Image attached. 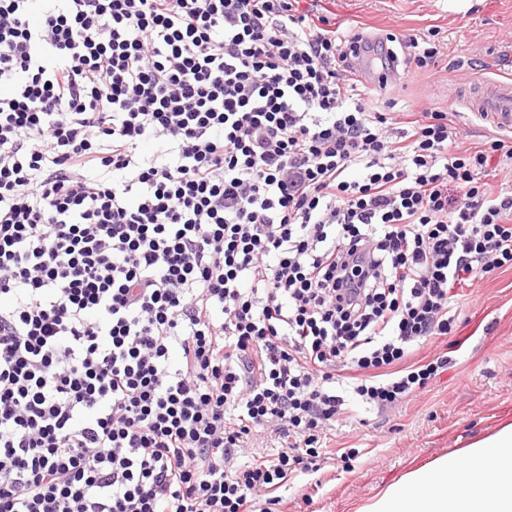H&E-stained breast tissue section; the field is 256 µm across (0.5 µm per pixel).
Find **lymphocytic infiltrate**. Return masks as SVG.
Here are the masks:
<instances>
[{"label": "lymphocytic infiltrate", "instance_id": "f902f5d3", "mask_svg": "<svg viewBox=\"0 0 512 512\" xmlns=\"http://www.w3.org/2000/svg\"><path fill=\"white\" fill-rule=\"evenodd\" d=\"M34 2L0 0V512H278L340 387L425 391L455 285L512 269V146L374 110L302 0Z\"/></svg>", "mask_w": 512, "mask_h": 512}]
</instances>
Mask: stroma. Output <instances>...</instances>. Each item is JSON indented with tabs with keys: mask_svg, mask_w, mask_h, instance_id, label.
<instances>
[{
	"mask_svg": "<svg viewBox=\"0 0 512 512\" xmlns=\"http://www.w3.org/2000/svg\"><path fill=\"white\" fill-rule=\"evenodd\" d=\"M476 2L470 12L449 9L448 0H320L317 9L342 32L375 41L389 33L436 31L440 53L431 70L410 67L400 47L398 72L387 85L373 83L369 64L357 76L368 86L371 106L443 110L449 95L512 70V0ZM454 312L451 334L427 347L431 354L447 351V370L385 414L353 405L357 422L337 428L331 445L358 449V457L326 466L319 486L298 482L283 489L282 512H357L407 471L512 422V270L464 288Z\"/></svg>",
	"mask_w": 512,
	"mask_h": 512,
	"instance_id": "35a3bbf8",
	"label": "stroma"
}]
</instances>
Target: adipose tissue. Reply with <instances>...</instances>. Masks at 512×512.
Returning a JSON list of instances; mask_svg holds the SVG:
<instances>
[{
	"label": "adipose tissue",
	"instance_id": "ef3b65f1",
	"mask_svg": "<svg viewBox=\"0 0 512 512\" xmlns=\"http://www.w3.org/2000/svg\"><path fill=\"white\" fill-rule=\"evenodd\" d=\"M358 512H512V424L409 471Z\"/></svg>",
	"mask_w": 512,
	"mask_h": 512
}]
</instances>
